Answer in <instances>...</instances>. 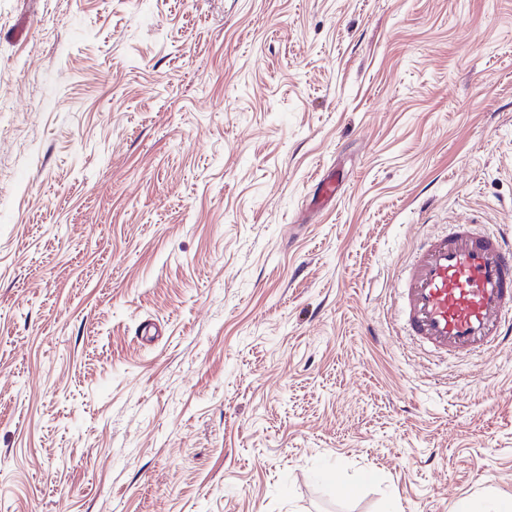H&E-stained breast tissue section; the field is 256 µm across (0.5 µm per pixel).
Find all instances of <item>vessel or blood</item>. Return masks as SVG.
Masks as SVG:
<instances>
[{"label": "vessel or blood", "instance_id": "obj_1", "mask_svg": "<svg viewBox=\"0 0 512 512\" xmlns=\"http://www.w3.org/2000/svg\"><path fill=\"white\" fill-rule=\"evenodd\" d=\"M399 299L407 334L436 353L477 356L495 349L512 322V240L452 225L414 249Z\"/></svg>", "mask_w": 512, "mask_h": 512}]
</instances>
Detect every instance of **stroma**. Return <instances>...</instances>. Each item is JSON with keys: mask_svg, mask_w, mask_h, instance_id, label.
<instances>
[{"mask_svg": "<svg viewBox=\"0 0 512 512\" xmlns=\"http://www.w3.org/2000/svg\"><path fill=\"white\" fill-rule=\"evenodd\" d=\"M455 223L512 237V0H0V512L512 496V342L394 322Z\"/></svg>", "mask_w": 512, "mask_h": 512, "instance_id": "obj_1", "label": "stroma"}]
</instances>
